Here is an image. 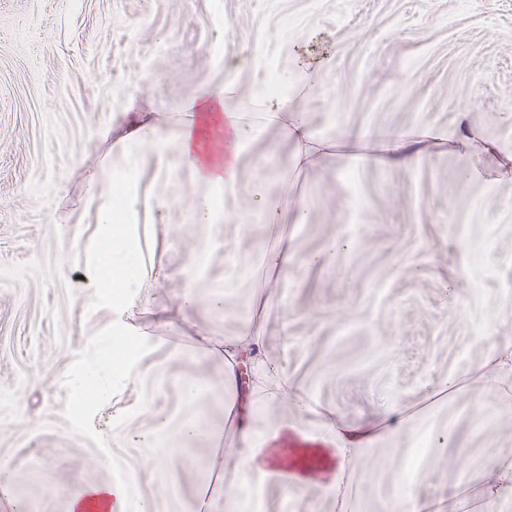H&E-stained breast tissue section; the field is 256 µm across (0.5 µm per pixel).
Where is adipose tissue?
Returning a JSON list of instances; mask_svg holds the SVG:
<instances>
[{
  "mask_svg": "<svg viewBox=\"0 0 512 512\" xmlns=\"http://www.w3.org/2000/svg\"><path fill=\"white\" fill-rule=\"evenodd\" d=\"M183 109L190 119L175 133L147 121L131 130L126 140L137 145L143 155L154 157L159 177H168L164 164L168 143H175L181 166L193 170L207 184L211 195L199 199L194 220L211 223L217 198L235 183L232 158L244 141L248 127L240 117L224 109V94L211 91L187 101ZM137 172L127 158L112 164V174L123 183L118 194L101 197L97 209L96 234L84 247L80 266L82 285L94 295L96 308L112 315V329L125 336L138 337L136 318L146 308L140 290L143 277L126 264L128 238L140 218L141 198ZM203 345L223 363L224 431L233 439L225 462L243 471L244 480L225 493V506L235 508L248 501L256 483L275 476L284 488L296 489L318 480L326 470L337 479L333 492L339 504L347 502L346 476L359 460L361 451L374 440L390 434V427L370 421L352 424L337 416L320 421L321 433L314 436L303 429L300 419L314 415L312 399L299 393L286 371L269 357L262 328L249 329L236 336L206 337ZM140 372L138 358L115 364L108 377L82 368L70 375L67 386L72 397H81L87 386H95L99 406L111 407L112 424L120 426L126 410L111 406L117 393L126 389ZM292 401L297 409L295 421H281L259 427L257 414ZM132 481L111 486L84 487L71 500V512H87L89 506L105 512H125L135 502L137 512H151L150 504L136 499Z\"/></svg>",
  "mask_w": 512,
  "mask_h": 512,
  "instance_id": "ef3b65f1",
  "label": "adipose tissue"
}]
</instances>
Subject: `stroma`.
Segmentation results:
<instances>
[{"mask_svg":"<svg viewBox=\"0 0 512 512\" xmlns=\"http://www.w3.org/2000/svg\"><path fill=\"white\" fill-rule=\"evenodd\" d=\"M287 99L261 93L267 66ZM225 90V109L300 111L323 143L311 162L278 124L234 159L236 185L210 227L205 273L187 267L191 218L208 187L153 158L138 173V260L150 302L178 305L193 289L189 322L143 313L152 380L118 394L129 415L118 442L75 410L66 379L88 361L108 368L138 352L92 307L78 276L96 205L79 178L107 168L145 113L176 131L182 104ZM480 134L496 153L474 160L449 138ZM512 0H0V512H70L82 486L134 474L157 512H212L239 481L221 459L223 366L195 336H234L251 324L252 291L270 358L321 406L362 424L389 403L407 420L371 443L349 478L348 512H512V372L496 352L512 345ZM302 263L258 261L278 234ZM256 259L221 287L233 253ZM198 378L209 391L188 404ZM457 378L447 397L433 384ZM181 438L167 475L147 477L145 444L158 423ZM426 459L408 472L419 440ZM323 477L301 490L262 481L264 512H338Z\"/></svg>","mask_w":512,"mask_h":512,"instance_id":"35a3bbf8","label":"stroma"}]
</instances>
